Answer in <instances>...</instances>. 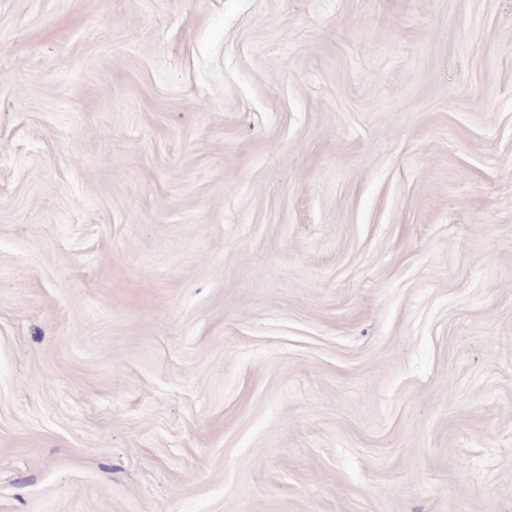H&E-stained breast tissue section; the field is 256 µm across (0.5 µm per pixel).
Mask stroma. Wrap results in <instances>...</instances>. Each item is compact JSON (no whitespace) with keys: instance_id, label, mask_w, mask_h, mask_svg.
<instances>
[{"instance_id":"35a3bbf8","label":"stroma","mask_w":512,"mask_h":512,"mask_svg":"<svg viewBox=\"0 0 512 512\" xmlns=\"http://www.w3.org/2000/svg\"><path fill=\"white\" fill-rule=\"evenodd\" d=\"M0 512H512V0H0Z\"/></svg>"}]
</instances>
